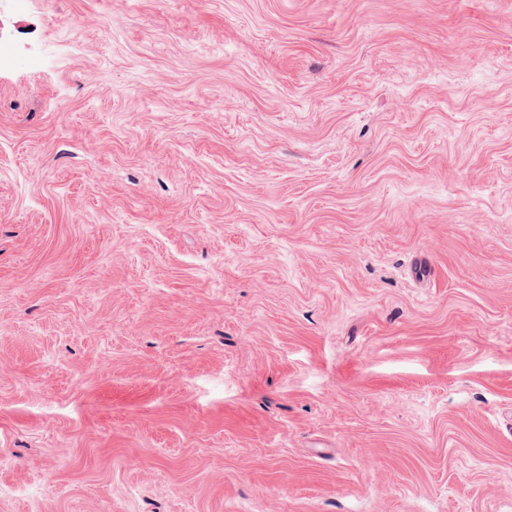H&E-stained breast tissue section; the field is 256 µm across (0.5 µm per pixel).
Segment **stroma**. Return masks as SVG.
<instances>
[{
    "mask_svg": "<svg viewBox=\"0 0 512 512\" xmlns=\"http://www.w3.org/2000/svg\"><path fill=\"white\" fill-rule=\"evenodd\" d=\"M0 49V512H512V0Z\"/></svg>",
    "mask_w": 512,
    "mask_h": 512,
    "instance_id": "stroma-1",
    "label": "stroma"
}]
</instances>
